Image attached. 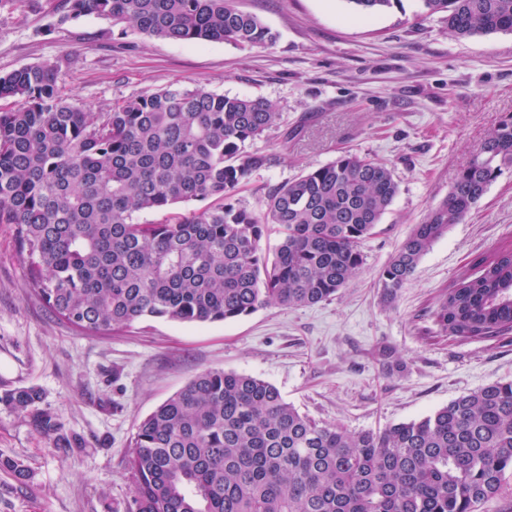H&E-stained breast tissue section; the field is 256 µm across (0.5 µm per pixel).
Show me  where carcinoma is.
<instances>
[{
	"mask_svg": "<svg viewBox=\"0 0 512 512\" xmlns=\"http://www.w3.org/2000/svg\"><path fill=\"white\" fill-rule=\"evenodd\" d=\"M367 17L400 0H348ZM458 39L512 32V0H420ZM65 16L98 14L159 39L265 46L276 35L235 0H63ZM57 62L0 75V224L27 256L28 285L59 319L106 335L146 318L225 322L267 305L336 296L364 265L361 244L399 193L392 170L345 152L235 199L272 155L253 148L277 125L262 98L168 87L87 112L62 95ZM512 169V117L474 150L448 196L415 225L379 273L393 300L432 245ZM200 201L199 210L180 206ZM166 211L161 224L136 220ZM279 236L274 254L262 240ZM433 310L460 338L512 329V248L474 263ZM34 387L0 403L58 448L83 441L36 408ZM0 468L20 482L18 458ZM512 468V383L459 396L419 419L375 431L319 424L272 384L206 370L144 418L125 462V512H479Z\"/></svg>",
	"mask_w": 512,
	"mask_h": 512,
	"instance_id": "cac0c4a2",
	"label": "carcinoma"
}]
</instances>
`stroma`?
<instances>
[{
	"instance_id": "obj_1",
	"label": "stroma",
	"mask_w": 512,
	"mask_h": 512,
	"mask_svg": "<svg viewBox=\"0 0 512 512\" xmlns=\"http://www.w3.org/2000/svg\"><path fill=\"white\" fill-rule=\"evenodd\" d=\"M277 35L236 46L162 40L59 0H0V75L62 61L59 84L93 112L171 85L262 97L280 119L256 148L272 154L238 198L351 151L385 163L399 193L362 244L364 266L335 297L271 305L230 322L143 319L91 337L56 319L31 292L27 258L0 224V390L34 387L40 408L86 446L56 447L0 405V458L25 462L26 483L0 470V512H119L124 460L138 423L199 373L249 374L301 414L351 432L423 417L456 397L512 383V330L493 338L436 333L439 296L473 259L512 246V172L418 263L394 300L378 286L414 225L448 194L472 151L512 117V33L456 40L418 0L357 17L349 0H236Z\"/></svg>"
}]
</instances>
